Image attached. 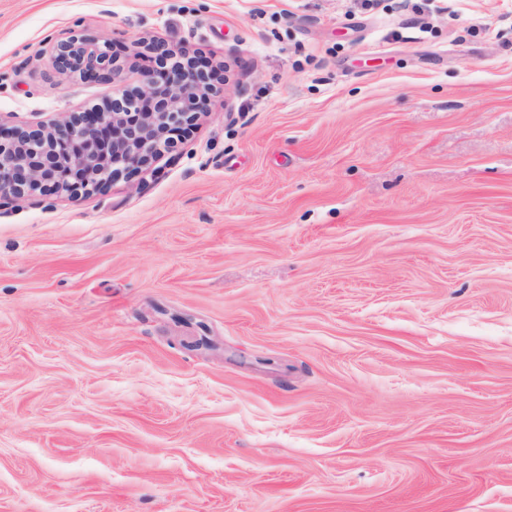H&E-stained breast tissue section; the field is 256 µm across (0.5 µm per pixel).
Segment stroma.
Segmentation results:
<instances>
[{
    "label": "stroma",
    "mask_w": 512,
    "mask_h": 512,
    "mask_svg": "<svg viewBox=\"0 0 512 512\" xmlns=\"http://www.w3.org/2000/svg\"><path fill=\"white\" fill-rule=\"evenodd\" d=\"M217 70L172 151L0 202V512H512V0H0V117ZM53 51L61 71L79 73L84 79L105 83H114L120 78L121 66L106 41L74 34L57 43Z\"/></svg>",
    "instance_id": "1"
}]
</instances>
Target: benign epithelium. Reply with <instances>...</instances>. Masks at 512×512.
I'll list each match as a JSON object with an SVG mask.
<instances>
[{
  "instance_id": "obj_1",
  "label": "benign epithelium",
  "mask_w": 512,
  "mask_h": 512,
  "mask_svg": "<svg viewBox=\"0 0 512 512\" xmlns=\"http://www.w3.org/2000/svg\"><path fill=\"white\" fill-rule=\"evenodd\" d=\"M134 47L152 55L141 84L120 91L108 108L69 112L47 125L0 118V200L35 191L101 190L173 148L172 126H189L207 111L211 75L201 65L172 61L178 51L153 40ZM61 71L98 82L119 80L121 66L105 41L74 34L54 47Z\"/></svg>"
}]
</instances>
